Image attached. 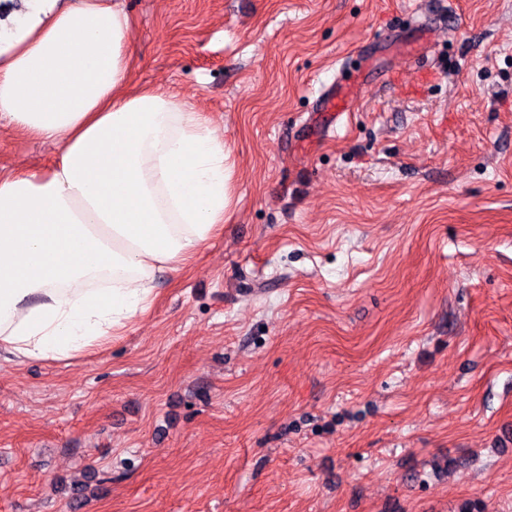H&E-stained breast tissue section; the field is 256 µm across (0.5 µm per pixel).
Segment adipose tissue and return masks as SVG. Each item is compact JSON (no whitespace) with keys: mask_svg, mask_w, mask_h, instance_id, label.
Returning <instances> with one entry per match:
<instances>
[{"mask_svg":"<svg viewBox=\"0 0 512 512\" xmlns=\"http://www.w3.org/2000/svg\"><path fill=\"white\" fill-rule=\"evenodd\" d=\"M122 0H17L0 19V118L60 142L48 171L0 172V350L67 360L121 336L156 272L192 259L233 200L210 119L129 87Z\"/></svg>","mask_w":512,"mask_h":512,"instance_id":"obj_1","label":"adipose tissue"}]
</instances>
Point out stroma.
<instances>
[{"instance_id": "1", "label": "stroma", "mask_w": 512, "mask_h": 512, "mask_svg": "<svg viewBox=\"0 0 512 512\" xmlns=\"http://www.w3.org/2000/svg\"><path fill=\"white\" fill-rule=\"evenodd\" d=\"M235 161L223 230L68 361L0 353V512H512V0H123ZM375 74L335 132L321 90ZM58 144L0 119V170Z\"/></svg>"}]
</instances>
